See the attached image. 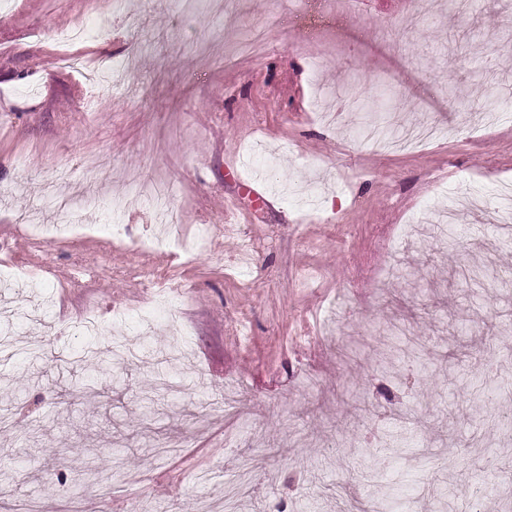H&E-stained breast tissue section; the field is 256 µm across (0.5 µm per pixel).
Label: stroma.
<instances>
[{
	"mask_svg": "<svg viewBox=\"0 0 512 512\" xmlns=\"http://www.w3.org/2000/svg\"><path fill=\"white\" fill-rule=\"evenodd\" d=\"M87 69L115 71L121 89L91 102ZM505 107L512 0H473L462 22L448 0H355L348 18L317 9L302 23L275 0H122L116 14L106 0H13L0 13V337L42 359L0 351L12 512L220 507L246 462L255 492L240 512H296L311 496L342 512L378 483L413 512H512V481L486 466L500 448L472 445L496 415L472 396L486 349L512 367V292L490 278L512 247L466 205L487 166L512 181V118L467 126ZM397 119L447 132L387 153L357 136ZM158 185L177 230L163 251L147 243ZM85 189L114 202L121 236L97 210L57 230L54 200ZM448 208L453 252L419 233ZM167 284L180 295L158 316ZM89 313L98 330L78 334ZM398 321L434 358L391 375L372 343ZM351 387L427 447H370ZM410 404L421 418L401 425ZM440 474L494 491L446 503Z\"/></svg>",
	"mask_w": 512,
	"mask_h": 512,
	"instance_id": "obj_1",
	"label": "stroma"
}]
</instances>
